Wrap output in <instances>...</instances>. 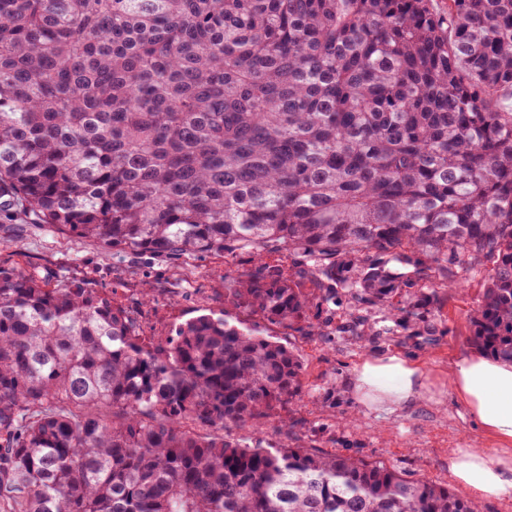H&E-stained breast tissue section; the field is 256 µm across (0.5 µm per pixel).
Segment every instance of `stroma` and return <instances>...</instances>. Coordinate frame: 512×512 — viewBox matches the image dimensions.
<instances>
[{
    "mask_svg": "<svg viewBox=\"0 0 512 512\" xmlns=\"http://www.w3.org/2000/svg\"><path fill=\"white\" fill-rule=\"evenodd\" d=\"M255 265L249 254L180 259L115 254L31 223L20 210H0L1 269L35 271L51 281L68 278L110 294L144 336L161 339L176 324L225 310V282ZM489 269V262L482 261L461 271L455 287L429 291L409 314L382 305L357 306L344 293L321 305L300 330L239 310L226 311L230 324L278 338L301 358L304 370L298 395L276 416L258 428L227 430L225 439L247 445L261 438L277 445L314 446L449 484V450L482 440L465 406L448 393V362L472 349L470 320ZM363 331L370 333L369 342L357 341ZM369 353L418 362L434 378L424 399L393 413L361 406L352 388L353 370Z\"/></svg>",
    "mask_w": 512,
    "mask_h": 512,
    "instance_id": "obj_1",
    "label": "stroma"
}]
</instances>
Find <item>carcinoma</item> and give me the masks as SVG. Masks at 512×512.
Listing matches in <instances>:
<instances>
[{"mask_svg":"<svg viewBox=\"0 0 512 512\" xmlns=\"http://www.w3.org/2000/svg\"><path fill=\"white\" fill-rule=\"evenodd\" d=\"M14 207L114 253L251 254L224 306L296 329L486 259L469 340L512 359V0H0ZM302 373L223 313L154 341L107 295L0 268V508L482 512L382 461L224 439Z\"/></svg>","mask_w":512,"mask_h":512,"instance_id":"1","label":"carcinoma"}]
</instances>
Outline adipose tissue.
<instances>
[{
    "label": "adipose tissue",
    "mask_w": 512,
    "mask_h": 512,
    "mask_svg": "<svg viewBox=\"0 0 512 512\" xmlns=\"http://www.w3.org/2000/svg\"><path fill=\"white\" fill-rule=\"evenodd\" d=\"M449 389L468 410L490 448H458L448 455V474L475 502L512 497V362L474 351L451 360ZM431 384L414 361L399 355L367 356L353 372L358 402L401 410L424 398Z\"/></svg>",
    "instance_id": "obj_1"
}]
</instances>
